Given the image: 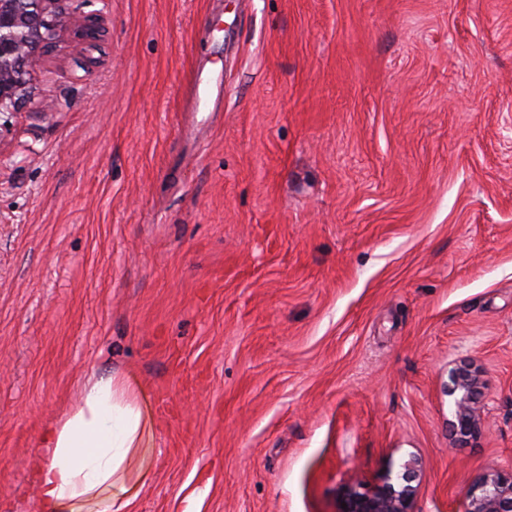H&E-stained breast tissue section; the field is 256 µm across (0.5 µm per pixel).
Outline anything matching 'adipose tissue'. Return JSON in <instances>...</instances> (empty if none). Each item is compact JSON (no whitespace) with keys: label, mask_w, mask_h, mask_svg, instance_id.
<instances>
[{"label":"adipose tissue","mask_w":512,"mask_h":512,"mask_svg":"<svg viewBox=\"0 0 512 512\" xmlns=\"http://www.w3.org/2000/svg\"><path fill=\"white\" fill-rule=\"evenodd\" d=\"M152 419L134 373L91 375L79 407L41 437L33 476L44 512H130L151 477L145 463L135 478L127 473Z\"/></svg>","instance_id":"adipose-tissue-1"}]
</instances>
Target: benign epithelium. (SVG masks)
<instances>
[{
    "mask_svg": "<svg viewBox=\"0 0 512 512\" xmlns=\"http://www.w3.org/2000/svg\"><path fill=\"white\" fill-rule=\"evenodd\" d=\"M67 0H0V112L15 110L25 97V76L41 58L70 33L94 39L97 29L86 19L66 11ZM448 395L454 400L451 432L466 444L479 431L478 406L483 399L481 372L461 362L448 374ZM421 464L411 457L401 470L387 469L373 481L346 483L338 512H416ZM464 512H512V469H491L478 477L466 492Z\"/></svg>",
    "mask_w": 512,
    "mask_h": 512,
    "instance_id": "1",
    "label": "benign epithelium"
}]
</instances>
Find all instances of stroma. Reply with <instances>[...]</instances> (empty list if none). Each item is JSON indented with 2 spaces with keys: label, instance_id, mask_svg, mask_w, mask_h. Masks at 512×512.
<instances>
[{
  "label": "stroma",
  "instance_id": "stroma-1",
  "mask_svg": "<svg viewBox=\"0 0 512 512\" xmlns=\"http://www.w3.org/2000/svg\"><path fill=\"white\" fill-rule=\"evenodd\" d=\"M235 3L68 0L98 39L0 115V512L112 371L154 402L133 512H338L412 457L462 512L512 467V0ZM195 101L193 112H206L213 100V79L205 67H198L193 75ZM448 395L454 400L451 432L461 444H467L479 431L478 406L483 399L481 372L472 364L461 362L448 374Z\"/></svg>",
  "mask_w": 512,
  "mask_h": 512
}]
</instances>
